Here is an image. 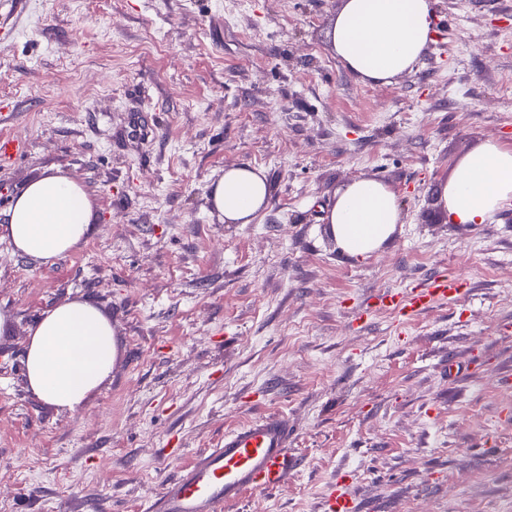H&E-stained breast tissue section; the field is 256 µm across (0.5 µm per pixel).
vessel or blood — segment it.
<instances>
[{"label":"vessel or blood","instance_id":"vessel-or-blood-1","mask_svg":"<svg viewBox=\"0 0 512 512\" xmlns=\"http://www.w3.org/2000/svg\"><path fill=\"white\" fill-rule=\"evenodd\" d=\"M462 286L461 278L440 275L400 292H380L375 307L409 319L454 299ZM291 434L283 414H270L225 432L223 442L169 481L146 512H223L245 492L283 486L299 464L288 451Z\"/></svg>","mask_w":512,"mask_h":512}]
</instances>
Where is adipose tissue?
I'll return each instance as SVG.
<instances>
[{"label": "adipose tissue", "instance_id": "obj_1", "mask_svg": "<svg viewBox=\"0 0 512 512\" xmlns=\"http://www.w3.org/2000/svg\"><path fill=\"white\" fill-rule=\"evenodd\" d=\"M431 0H343L330 44L360 81L385 84L413 69L432 39ZM272 195L263 169H225L210 202L222 222L249 224ZM438 195L452 224H484L512 200V146L481 142L455 164ZM92 202L68 175L30 181L15 197L0 234L20 254L50 264L79 247L90 232ZM339 248L354 258L375 254L402 221L399 195L363 176L347 183L326 214ZM113 330L93 304L70 300L45 310L30 331L25 374L41 401L69 410L83 405L112 372Z\"/></svg>", "mask_w": 512, "mask_h": 512}]
</instances>
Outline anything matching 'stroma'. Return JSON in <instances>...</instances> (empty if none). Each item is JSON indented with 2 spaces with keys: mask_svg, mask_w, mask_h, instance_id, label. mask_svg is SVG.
Listing matches in <instances>:
<instances>
[{
  "mask_svg": "<svg viewBox=\"0 0 512 512\" xmlns=\"http://www.w3.org/2000/svg\"><path fill=\"white\" fill-rule=\"evenodd\" d=\"M341 0H0V225L62 169L93 203L81 248L41 265L0 238V512H145L225 430L284 413L301 466L224 512H512V202L452 224L437 186L487 139L512 145V0H437L391 83L351 76ZM153 128L131 132L135 119ZM265 169L268 206L225 224L224 169ZM391 184L402 222L373 257L325 221L335 191ZM465 291L408 322L386 289ZM96 304L122 355L78 409L28 389L30 330ZM178 438L182 452L165 446Z\"/></svg>",
  "mask_w": 512,
  "mask_h": 512,
  "instance_id": "35a3bbf8",
  "label": "stroma"
}]
</instances>
